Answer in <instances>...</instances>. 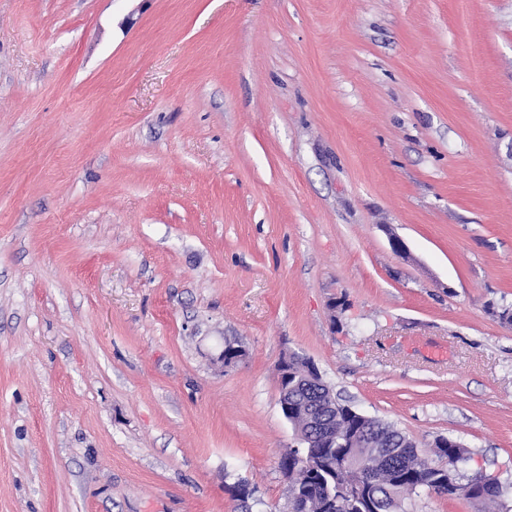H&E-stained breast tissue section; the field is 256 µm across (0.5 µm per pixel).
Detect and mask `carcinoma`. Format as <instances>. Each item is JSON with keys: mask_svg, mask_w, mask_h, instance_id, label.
I'll return each instance as SVG.
<instances>
[{"mask_svg": "<svg viewBox=\"0 0 512 512\" xmlns=\"http://www.w3.org/2000/svg\"><path fill=\"white\" fill-rule=\"evenodd\" d=\"M288 384L292 385L289 396L296 398L298 408H323L325 389L306 379L304 367L291 370ZM325 413L336 431V440L315 432L309 438L310 447L301 450L314 460L312 466L292 456L280 464L289 494L298 493L310 500L316 505L314 512H408L403 499L392 498L385 491L389 486L397 494L407 492L409 497L423 491L454 497L452 485L459 482L458 464L465 461L464 449L456 440L436 441L435 454L448 461V467L440 470L426 465L412 441L385 421L340 401ZM378 443L388 447L383 461L372 458L371 445ZM466 484L473 487V494L467 496L473 504L496 503L500 512H512L497 480L475 472Z\"/></svg>", "mask_w": 512, "mask_h": 512, "instance_id": "cac0c4a2", "label": "carcinoma"}]
</instances>
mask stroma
Wrapping results in <instances>:
<instances>
[{"instance_id":"stroma-1","label":"stroma","mask_w":512,"mask_h":512,"mask_svg":"<svg viewBox=\"0 0 512 512\" xmlns=\"http://www.w3.org/2000/svg\"><path fill=\"white\" fill-rule=\"evenodd\" d=\"M509 306L512 0H0V512H289L292 353L512 503Z\"/></svg>"}]
</instances>
